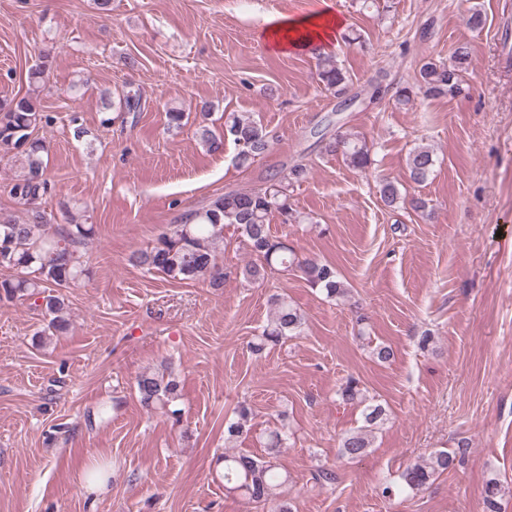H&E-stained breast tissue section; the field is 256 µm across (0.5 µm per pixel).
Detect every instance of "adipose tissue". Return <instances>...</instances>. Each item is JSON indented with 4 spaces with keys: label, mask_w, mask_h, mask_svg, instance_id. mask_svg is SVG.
Here are the masks:
<instances>
[{
    "label": "adipose tissue",
    "mask_w": 512,
    "mask_h": 512,
    "mask_svg": "<svg viewBox=\"0 0 512 512\" xmlns=\"http://www.w3.org/2000/svg\"><path fill=\"white\" fill-rule=\"evenodd\" d=\"M343 26L344 22L338 15L325 11L274 21L266 28L264 36L270 49L282 53L314 47L327 50L335 43Z\"/></svg>",
    "instance_id": "1"
}]
</instances>
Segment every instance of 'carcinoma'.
I'll use <instances>...</instances> for the list:
<instances>
[{
	"label": "carcinoma",
	"instance_id": "obj_1",
	"mask_svg": "<svg viewBox=\"0 0 512 512\" xmlns=\"http://www.w3.org/2000/svg\"><path fill=\"white\" fill-rule=\"evenodd\" d=\"M318 77L325 90L340 98L346 95L348 77L337 64L336 58L314 49ZM466 48L455 50L450 62L425 61L419 69V78L413 86H398L393 97L399 105H410L418 96L425 98L461 97L466 94L461 73L468 62ZM50 55L31 69L28 74L29 92L20 98L0 101V154L10 153L22 157V171L13 175L5 184L8 194L23 205L29 206V219L17 223L10 218L0 219V270L9 275L0 278V301L15 299L42 301L46 311L52 315L49 330L54 335L69 330L66 317L67 305L62 289L69 288L90 277L91 270L81 260L76 244L93 234V225L69 216V224L54 232L47 231L44 216L31 208L52 190L45 173V139L34 135L40 128L53 122V117L44 112L40 95L45 89L46 73ZM141 96L129 90L118 100L111 93H103V111L100 124L110 126L115 116L140 110ZM200 138L207 150L219 152L224 149V140L232 139L237 147L236 164L250 167L267 153L271 142L262 125L246 118L234 117L224 123V133L217 134L207 125L199 126ZM325 151L341 154L353 168L364 169L370 162L366 141L354 132H338L336 135H319ZM435 165L434 153L428 148L415 149L408 159L409 177L415 183L427 180ZM309 169L303 163L283 168L266 182L248 191L229 190L215 197L207 205L192 210L170 224L155 242L144 249L133 252L129 262L148 273L164 275L172 281H195L204 278L213 288L224 284V267L217 263V250L224 242V227L233 225L247 238L249 246L259 262L242 270L243 278L259 282L268 272L297 271L313 288L325 292L326 297L336 299L347 295L348 288L336 273V269L312 258H300L288 243L270 233L274 214L282 217L281 223L299 222L289 204L290 188L306 181ZM381 200L392 207L401 199L398 185L393 181L380 184ZM272 315L260 336L252 343L255 352L275 346L282 340L300 334L304 318L286 295L270 298ZM136 391L140 405L147 410L160 409L175 421H180V410L173 405L180 399V382L173 370L165 367L141 373L136 379ZM340 400L346 404L364 405L365 425L345 434L339 445V455L349 459L363 456L372 445V433L384 421L385 409L379 404L367 402L359 382L349 379L338 391ZM251 411L241 405L237 419L227 426V439H235L249 431ZM283 445L281 433L270 434L267 455L256 457L239 453L224 454V491L241 494L255 503H274L275 512H292V508L278 502L280 489L288 481V473L277 462L279 448ZM464 447L458 451L435 452L429 461L407 467L399 479L382 484L381 494L391 498L401 493L419 491L430 484L436 476L462 462ZM502 486L489 480L484 489L486 512H499L498 498Z\"/></svg>",
	"mask_w": 512,
	"mask_h": 512
}]
</instances>
